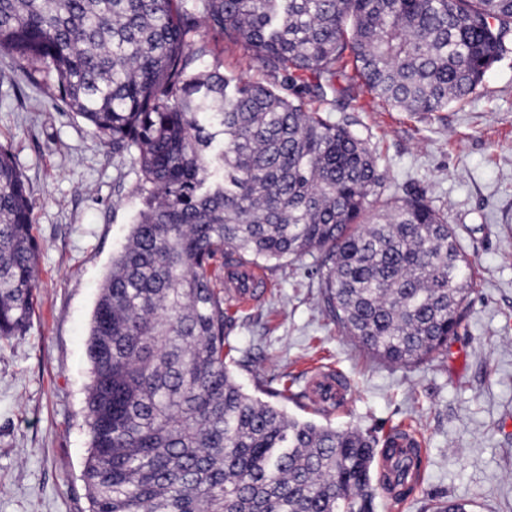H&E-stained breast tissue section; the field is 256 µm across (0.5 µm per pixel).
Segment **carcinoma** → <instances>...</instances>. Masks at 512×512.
I'll list each match as a JSON object with an SVG mask.
<instances>
[{
  "label": "carcinoma",
  "mask_w": 512,
  "mask_h": 512,
  "mask_svg": "<svg viewBox=\"0 0 512 512\" xmlns=\"http://www.w3.org/2000/svg\"><path fill=\"white\" fill-rule=\"evenodd\" d=\"M268 81L201 70V27ZM512 45V0H0V52L136 167L142 201L87 342L88 512H374L414 448L290 418L224 360L220 270L313 257L342 335L406 366L464 321L448 210L385 194L376 150L321 107L356 87L404 112L466 103ZM316 104L307 107V102ZM39 243L0 148V340L25 335ZM433 512H474L442 500Z\"/></svg>",
  "instance_id": "carcinoma-1"
}]
</instances>
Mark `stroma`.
I'll return each mask as SVG.
<instances>
[{
  "label": "stroma",
  "mask_w": 512,
  "mask_h": 512,
  "mask_svg": "<svg viewBox=\"0 0 512 512\" xmlns=\"http://www.w3.org/2000/svg\"><path fill=\"white\" fill-rule=\"evenodd\" d=\"M205 65L263 82L266 68L227 34L205 27ZM378 155L386 193L427 192L476 270L463 326L447 351L415 367L379 361L342 336L320 294L314 258L266 271L261 299L226 304L232 372L249 393L293 385L291 417L385 439L422 440L420 483L408 498L378 493L376 512H430L432 501L512 512V52L468 103L434 114L386 107L366 89L329 105ZM0 148L27 180L41 247L37 307L26 335L0 341V512H84L89 446L87 340L98 288L141 207L128 159L29 85L0 52ZM333 371L341 406L319 413L308 395Z\"/></svg>",
  "instance_id": "stroma-1"
}]
</instances>
